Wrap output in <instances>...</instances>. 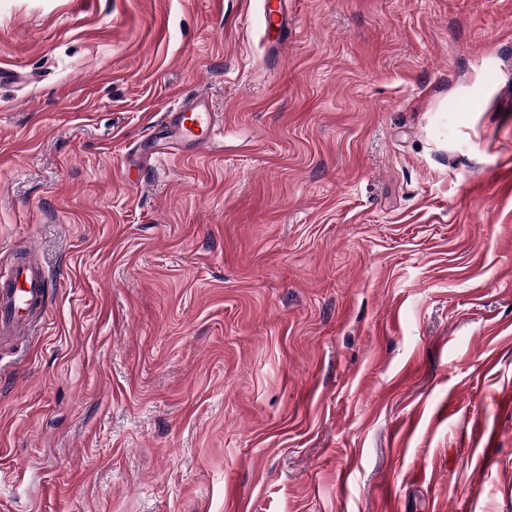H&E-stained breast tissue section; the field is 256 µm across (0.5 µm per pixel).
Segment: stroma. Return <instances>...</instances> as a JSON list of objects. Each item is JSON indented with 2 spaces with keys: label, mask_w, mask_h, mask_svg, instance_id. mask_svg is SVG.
Segmentation results:
<instances>
[{
  "label": "stroma",
  "mask_w": 512,
  "mask_h": 512,
  "mask_svg": "<svg viewBox=\"0 0 512 512\" xmlns=\"http://www.w3.org/2000/svg\"><path fill=\"white\" fill-rule=\"evenodd\" d=\"M261 6L0 0V512H512V0ZM262 4V24L265 31L280 33L287 26L284 0H264ZM167 126L179 145V151L213 148L224 137V128L214 118L208 101L195 98L171 106L165 113ZM48 280L42 269L18 262L0 276V335L25 330L34 307L44 303Z\"/></svg>",
  "instance_id": "obj_1"
}]
</instances>
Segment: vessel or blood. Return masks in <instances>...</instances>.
Returning <instances> with one entry per match:
<instances>
[{
    "mask_svg": "<svg viewBox=\"0 0 512 512\" xmlns=\"http://www.w3.org/2000/svg\"><path fill=\"white\" fill-rule=\"evenodd\" d=\"M284 0H263L265 31H282L287 25ZM167 125L180 150L211 148L224 137L206 99L195 98L171 106ZM48 280L42 269L20 262L0 276V335L26 329L34 308L44 303Z\"/></svg>",
    "mask_w": 512,
    "mask_h": 512,
    "instance_id": "vessel-or-blood-1",
    "label": "vessel or blood"
}]
</instances>
